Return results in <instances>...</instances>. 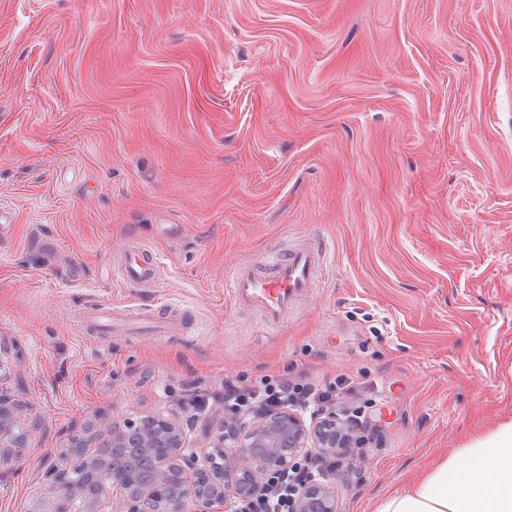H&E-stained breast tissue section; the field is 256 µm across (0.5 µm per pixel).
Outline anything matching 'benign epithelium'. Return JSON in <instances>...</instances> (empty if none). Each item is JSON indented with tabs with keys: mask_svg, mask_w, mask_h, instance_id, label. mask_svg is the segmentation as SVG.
Segmentation results:
<instances>
[{
	"mask_svg": "<svg viewBox=\"0 0 512 512\" xmlns=\"http://www.w3.org/2000/svg\"><path fill=\"white\" fill-rule=\"evenodd\" d=\"M30 415L31 408L0 383V450L25 446ZM201 437L202 455L187 450L184 426L174 415L112 423L100 446L137 449L152 460V475L112 470L109 485L83 512H229L232 504L261 495L269 475L290 470L313 450L341 458L345 474L352 468L345 453L352 430L334 414L307 424L288 410L237 421L215 409L205 417ZM45 476L50 494L36 499L32 512H73L77 490L69 471L52 467ZM292 512H340L336 489L304 486Z\"/></svg>",
	"mask_w": 512,
	"mask_h": 512,
	"instance_id": "benign-epithelium-1",
	"label": "benign epithelium"
}]
</instances>
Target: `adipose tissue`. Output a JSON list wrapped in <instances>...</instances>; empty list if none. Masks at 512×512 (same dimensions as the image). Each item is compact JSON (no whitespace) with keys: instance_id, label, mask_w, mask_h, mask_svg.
<instances>
[{"instance_id":"obj_1","label":"adipose tissue","mask_w":512,"mask_h":512,"mask_svg":"<svg viewBox=\"0 0 512 512\" xmlns=\"http://www.w3.org/2000/svg\"><path fill=\"white\" fill-rule=\"evenodd\" d=\"M377 512H512V420L428 467Z\"/></svg>"}]
</instances>
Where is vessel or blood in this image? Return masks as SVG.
<instances>
[{
    "instance_id": "1",
    "label": "vessel or blood",
    "mask_w": 512,
    "mask_h": 512,
    "mask_svg": "<svg viewBox=\"0 0 512 512\" xmlns=\"http://www.w3.org/2000/svg\"><path fill=\"white\" fill-rule=\"evenodd\" d=\"M323 259L322 251L308 246L273 252L261 268H234L226 286L235 305L255 310L267 326L274 328L288 318L300 299L309 296ZM122 267L127 281L146 286L154 281L159 260L149 252L135 249L126 254ZM78 321L88 330L109 328L124 334L140 324L151 326L160 334L179 331L175 322L159 319L152 310L144 308L130 311L102 306L84 311Z\"/></svg>"
}]
</instances>
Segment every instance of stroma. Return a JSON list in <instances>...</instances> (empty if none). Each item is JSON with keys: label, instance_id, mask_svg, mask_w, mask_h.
Wrapping results in <instances>:
<instances>
[{"label": "stroma", "instance_id": "stroma-1", "mask_svg": "<svg viewBox=\"0 0 512 512\" xmlns=\"http://www.w3.org/2000/svg\"><path fill=\"white\" fill-rule=\"evenodd\" d=\"M0 368L31 408L0 462L30 512L72 436L237 372L357 383L340 512L512 419V0H0ZM132 243L157 282L125 281ZM325 252L283 326L227 272ZM109 304L179 336L85 333Z\"/></svg>", "mask_w": 512, "mask_h": 512}]
</instances>
